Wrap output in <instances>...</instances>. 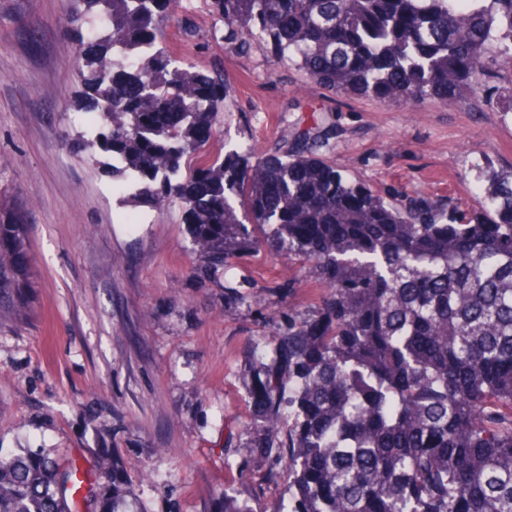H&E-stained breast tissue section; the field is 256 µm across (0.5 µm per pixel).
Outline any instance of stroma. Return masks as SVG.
<instances>
[{
    "mask_svg": "<svg viewBox=\"0 0 512 512\" xmlns=\"http://www.w3.org/2000/svg\"><path fill=\"white\" fill-rule=\"evenodd\" d=\"M65 0H0V214L27 227L26 312L0 314V454L42 451L85 481L116 454L134 495L126 512H224L232 494L273 512L288 474L250 446L249 343L274 336L282 311L316 315L309 265L266 250L230 273L192 251L179 207L125 203L99 163L76 152L87 115ZM210 26L204 0H180L164 41L234 87L209 155L243 140L269 151L314 121L335 123L323 148L373 189L464 207L473 165L512 173V74L492 98L426 100L408 111L331 94L269 45L197 50L184 28ZM244 301H236L235 293Z\"/></svg>",
    "mask_w": 512,
    "mask_h": 512,
    "instance_id": "obj_1",
    "label": "stroma"
}]
</instances>
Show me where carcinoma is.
<instances>
[{
    "label": "carcinoma",
    "mask_w": 512,
    "mask_h": 512,
    "mask_svg": "<svg viewBox=\"0 0 512 512\" xmlns=\"http://www.w3.org/2000/svg\"><path fill=\"white\" fill-rule=\"evenodd\" d=\"M103 24L77 49L90 125L123 200L180 206L214 268L264 246L310 263L311 318L250 344L251 447L288 471L274 512H512V175L471 209L386 195L320 154L332 128L272 152L241 143L211 160L219 69L161 41L169 0H83ZM207 43H271L319 87L405 109L476 93L512 72V0H205ZM26 226L0 218V308H23ZM123 512L117 462L100 469ZM79 470L36 452L0 455V512H71Z\"/></svg>",
    "instance_id": "carcinoma-1"
}]
</instances>
